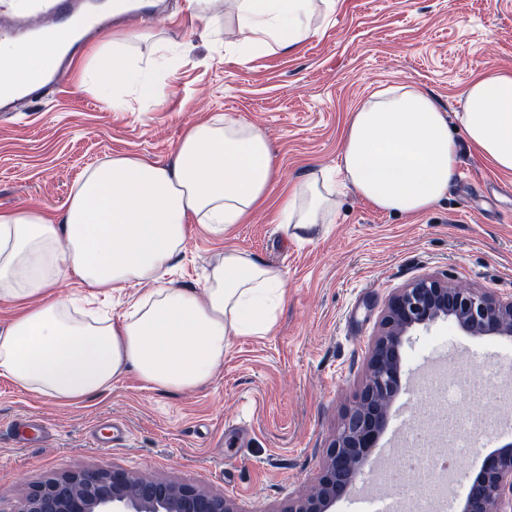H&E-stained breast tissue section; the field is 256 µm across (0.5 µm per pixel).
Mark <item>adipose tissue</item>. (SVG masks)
Here are the masks:
<instances>
[{"mask_svg": "<svg viewBox=\"0 0 512 512\" xmlns=\"http://www.w3.org/2000/svg\"><path fill=\"white\" fill-rule=\"evenodd\" d=\"M337 0H195L213 29L234 19L241 47L289 50L329 22ZM128 40L105 47L93 89L163 90L155 67ZM58 51L51 40L0 45V90L36 76ZM466 107L447 117L414 85L374 94L354 112L336 177L308 176L284 193L275 219L302 238L336 220V198L353 190L376 209L415 216L447 194L467 141L500 173L512 174V72L480 71ZM274 163L267 135L228 115L193 124L165 163L116 155L87 168L65 209L0 213V300L19 307L0 328V374L61 401L103 392L127 373L155 389L184 391L211 381L232 337L272 332L286 288L281 270L225 250L201 289L161 283L183 249L188 224L223 236L266 200ZM111 293L147 284L128 310L94 318L79 294L52 295L62 275Z\"/></svg>", "mask_w": 512, "mask_h": 512, "instance_id": "adipose-tissue-1", "label": "adipose tissue"}]
</instances>
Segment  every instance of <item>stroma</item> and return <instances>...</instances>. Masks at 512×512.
Here are the masks:
<instances>
[{"label":"stroma","mask_w":512,"mask_h":512,"mask_svg":"<svg viewBox=\"0 0 512 512\" xmlns=\"http://www.w3.org/2000/svg\"><path fill=\"white\" fill-rule=\"evenodd\" d=\"M172 8L146 19L151 40L131 45L143 60L160 45L179 49L159 98L128 93L116 108L89 89L99 40L55 104L21 105L0 124V211L60 213L88 165L115 155L168 161L189 125L216 115L251 123L275 163L265 205L222 237L190 224L170 277L198 288L225 249L245 252L285 275L276 325L232 337L215 377L193 390H156L130 373L61 402L0 376V512L58 473L100 466L198 486L240 512H282L318 479L393 293L438 276L512 296V174L465 144L447 197L426 213L382 212L349 191L335 223L311 238L288 237L274 221L287 189L340 165L350 116L376 92L411 83L451 116L479 69L512 72V0H338L330 22L295 48L247 54L216 45L190 0ZM490 358L512 363V337L471 336L445 321L410 331L402 348L403 368L443 359L473 379ZM21 418L42 422L40 443L14 436Z\"/></svg>","instance_id":"1"}]
</instances>
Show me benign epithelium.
I'll list each match as a JSON object with an SVG mask.
<instances>
[{
	"instance_id": "1",
	"label": "benign epithelium",
	"mask_w": 512,
	"mask_h": 512,
	"mask_svg": "<svg viewBox=\"0 0 512 512\" xmlns=\"http://www.w3.org/2000/svg\"><path fill=\"white\" fill-rule=\"evenodd\" d=\"M441 318L473 336L512 335V298L464 291L426 276L387 302L367 361L365 382L346 409L340 429L325 449L314 490L288 502L282 512H331L352 489L401 389L404 336ZM17 512H239L233 500L199 487L100 467L61 473L38 486ZM462 512H512V443L487 455L469 486Z\"/></svg>"
}]
</instances>
